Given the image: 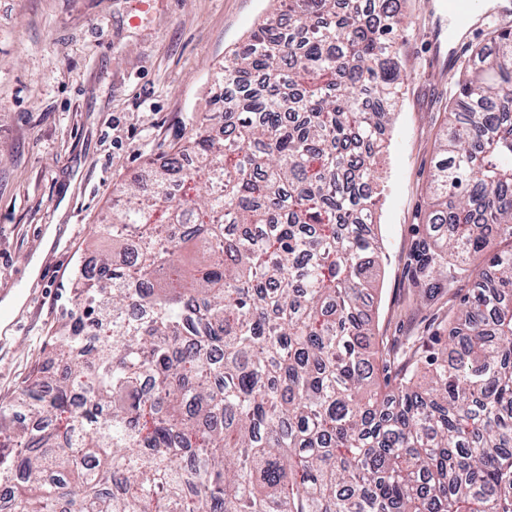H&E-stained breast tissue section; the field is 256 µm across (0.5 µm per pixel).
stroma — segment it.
<instances>
[{"label": "stroma", "instance_id": "stroma-1", "mask_svg": "<svg viewBox=\"0 0 512 512\" xmlns=\"http://www.w3.org/2000/svg\"><path fill=\"white\" fill-rule=\"evenodd\" d=\"M445 0H406L411 67L384 154L377 218L382 272L373 331L384 348L447 336L467 276L433 281L420 265L430 174L453 94ZM272 0H0V302L27 290L0 352V405L55 363V334L76 307V273L100 243L116 186L148 181L156 158L214 111L224 57Z\"/></svg>", "mask_w": 512, "mask_h": 512}]
</instances>
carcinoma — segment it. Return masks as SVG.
Returning <instances> with one entry per match:
<instances>
[{
  "instance_id": "obj_1",
  "label": "carcinoma",
  "mask_w": 512,
  "mask_h": 512,
  "mask_svg": "<svg viewBox=\"0 0 512 512\" xmlns=\"http://www.w3.org/2000/svg\"><path fill=\"white\" fill-rule=\"evenodd\" d=\"M279 2L224 59L234 111L116 189L61 368L0 406V512H512V29L455 80L432 174L423 271L451 253L473 287L390 376L366 225L411 22Z\"/></svg>"
}]
</instances>
